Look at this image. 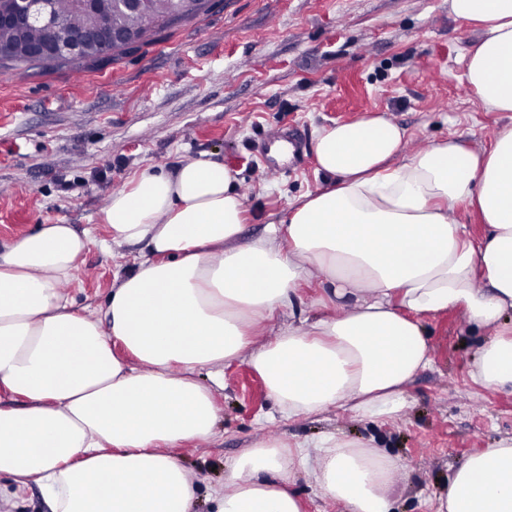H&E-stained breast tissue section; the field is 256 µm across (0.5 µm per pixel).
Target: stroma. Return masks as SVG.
Listing matches in <instances>:
<instances>
[{"instance_id": "stroma-1", "label": "stroma", "mask_w": 512, "mask_h": 512, "mask_svg": "<svg viewBox=\"0 0 512 512\" xmlns=\"http://www.w3.org/2000/svg\"><path fill=\"white\" fill-rule=\"evenodd\" d=\"M476 30L448 0H222L162 34L152 46L101 68L0 69V242L39 224L92 230L77 278L59 290L76 307L105 304L144 245L102 251L109 195L139 170L188 159L224 163L247 210L241 243L282 222L302 194L324 187L314 146L320 129L377 112L407 131L416 150L460 137L489 148L512 112L488 111L468 88L464 48ZM288 126L306 140L304 164L267 169L251 148ZM433 363L406 388L407 406L387 421L331 409L283 419L263 379L245 362L224 368L215 391L216 436L176 454L197 486L194 512H215L211 490L226 466L261 443L313 442L336 433L385 450L402 467L392 512H432L467 457L512 437V389L472 385L486 329L462 313L427 319ZM304 512H342L312 469L295 465ZM0 512H50L37 486L0 478Z\"/></svg>"}]
</instances>
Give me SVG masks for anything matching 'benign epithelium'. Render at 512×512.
Masks as SVG:
<instances>
[{"mask_svg":"<svg viewBox=\"0 0 512 512\" xmlns=\"http://www.w3.org/2000/svg\"><path fill=\"white\" fill-rule=\"evenodd\" d=\"M150 0H71L72 9L90 18V23L77 33L68 31L57 12L56 0H0V26L16 30L17 39L0 42V59L17 54L58 60L72 56H108L113 47L133 48L139 42L138 32L120 28L113 21L118 11L141 12ZM42 28L52 36L29 41V30Z\"/></svg>","mask_w":512,"mask_h":512,"instance_id":"obj_1","label":"benign epithelium"}]
</instances>
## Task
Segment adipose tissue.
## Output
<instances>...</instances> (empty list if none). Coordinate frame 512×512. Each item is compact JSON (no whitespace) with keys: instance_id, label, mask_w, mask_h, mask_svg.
I'll use <instances>...</instances> for the list:
<instances>
[{"instance_id":"ef3b65f1","label":"adipose tissue","mask_w":512,"mask_h":512,"mask_svg":"<svg viewBox=\"0 0 512 512\" xmlns=\"http://www.w3.org/2000/svg\"><path fill=\"white\" fill-rule=\"evenodd\" d=\"M448 6L480 32L464 54L468 87L489 111L512 112V0ZM405 144L380 115L322 128L327 186L245 245L244 202L223 164L137 172L103 220L111 242L148 252L94 311L58 289L90 233L40 224L0 244V391L12 398L0 406V475L36 484L51 512H192L194 484L172 450L214 436L226 363L247 362L286 418L335 408L391 419L432 363L425 318L451 309L496 330L471 382L512 387V126L486 151L453 136L410 155ZM463 202L486 227L480 239L456 218ZM313 280L335 314L254 346ZM297 461L346 512H390L397 461L333 433L235 459L217 512H302ZM434 512H512V438L459 465Z\"/></svg>"}]
</instances>
